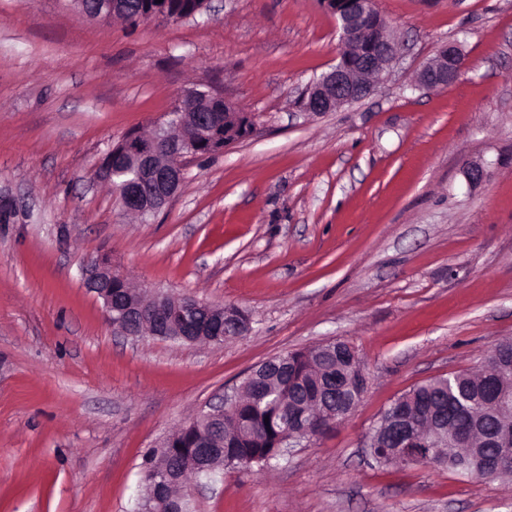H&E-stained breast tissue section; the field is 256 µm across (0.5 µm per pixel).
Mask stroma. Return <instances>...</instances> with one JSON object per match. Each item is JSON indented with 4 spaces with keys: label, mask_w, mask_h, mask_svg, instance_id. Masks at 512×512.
Here are the masks:
<instances>
[{
    "label": "stroma",
    "mask_w": 512,
    "mask_h": 512,
    "mask_svg": "<svg viewBox=\"0 0 512 512\" xmlns=\"http://www.w3.org/2000/svg\"><path fill=\"white\" fill-rule=\"evenodd\" d=\"M401 45L364 100L301 111L342 45L322 0H210L138 25L0 0V512H136L145 458L260 363L332 340L368 377L340 423L221 470L194 512H512V479L381 465L400 396L512 340V0H376ZM446 43L452 85L415 88ZM193 84L252 133L126 214L95 171ZM480 184L467 181L471 164ZM246 311L224 344L116 333L82 267Z\"/></svg>",
    "instance_id": "1"
}]
</instances>
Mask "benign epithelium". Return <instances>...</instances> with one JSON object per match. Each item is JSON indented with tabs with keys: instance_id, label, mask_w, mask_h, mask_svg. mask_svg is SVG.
Masks as SVG:
<instances>
[{
	"instance_id": "benign-epithelium-1",
	"label": "benign epithelium",
	"mask_w": 512,
	"mask_h": 512,
	"mask_svg": "<svg viewBox=\"0 0 512 512\" xmlns=\"http://www.w3.org/2000/svg\"><path fill=\"white\" fill-rule=\"evenodd\" d=\"M81 11L91 18L112 19L127 12L126 0H96L88 8L87 0H75ZM327 8L336 16L342 46L345 52L330 71L322 74L306 90L301 105L305 112H332L366 98L373 91L372 78L386 72L399 54L398 43L390 36L386 21L378 20L370 30L368 40L362 33L367 21L376 15V0H324ZM141 9L153 20L180 21L183 16L169 9L168 0L161 3L145 0ZM463 57L454 44L442 46L418 72L415 85L420 89L445 88L452 84L461 72ZM202 112H222L227 119H242L247 114L238 105L220 95L198 86L182 91L167 120L154 125L150 134L134 133L125 137L119 146L125 161L131 164L127 174L129 180L125 191H117L125 210L148 216L163 207L178 191L184 177L183 166L178 163H164L159 159L157 145L168 144V152L177 159L187 160L199 157L198 145L210 138L211 129L199 120ZM191 126L193 134L174 136V131ZM84 282L90 291L102 299L105 317L124 336H152L166 340L187 343H224L228 328L234 335L243 336L250 331V322L242 320L237 309L198 299L194 296L174 297L159 289H140L136 292L125 289L126 297L121 314L112 316V286L122 276L112 272L110 266L99 260L89 261L84 269ZM351 355L354 372L336 388L327 392L346 389L357 392L351 405L362 400L367 377L361 367L353 346H347ZM506 363L500 362L497 353H490L484 360L482 371L492 382L486 403L485 415L497 421L493 435H482L483 419H478L465 428L451 432L450 439L441 441L432 436L430 446L419 448L416 432L402 421L390 419L378 424L370 433L371 453L378 460H401L404 463L419 464L433 456L436 449L448 446L465 447L477 462L476 473L483 477H494L512 462V390L497 385ZM242 401V389L226 392L219 402L204 412L210 420L223 423L224 413L238 407ZM323 420L300 429H289L279 436L278 448L271 456H281L303 440H309L319 432L343 420L347 413L336 412L324 407ZM186 460L195 467L211 466L215 449L205 445L193 446L185 452ZM203 487L201 480L187 483L177 495L156 500L160 512H185L182 503L192 499L193 491Z\"/></svg>"
}]
</instances>
